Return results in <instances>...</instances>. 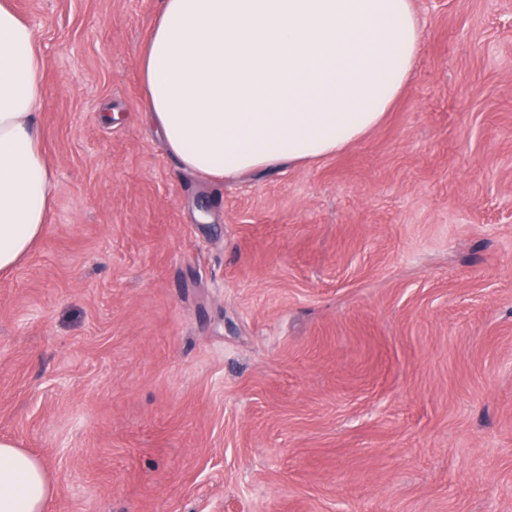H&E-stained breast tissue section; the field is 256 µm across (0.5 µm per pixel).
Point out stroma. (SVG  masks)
Returning a JSON list of instances; mask_svg holds the SVG:
<instances>
[{
    "instance_id": "obj_1",
    "label": "stroma",
    "mask_w": 512,
    "mask_h": 512,
    "mask_svg": "<svg viewBox=\"0 0 512 512\" xmlns=\"http://www.w3.org/2000/svg\"><path fill=\"white\" fill-rule=\"evenodd\" d=\"M55 202L0 276L45 512H512V0H412L361 140L216 185L144 113L160 0H9Z\"/></svg>"
}]
</instances>
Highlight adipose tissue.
Returning <instances> with one entry per match:
<instances>
[{"label": "adipose tissue", "instance_id": "obj_1", "mask_svg": "<svg viewBox=\"0 0 512 512\" xmlns=\"http://www.w3.org/2000/svg\"><path fill=\"white\" fill-rule=\"evenodd\" d=\"M411 0H160L139 48L144 109L166 150L221 182L312 165L379 125L411 80ZM46 60L0 0V274L18 268L54 203L35 125ZM40 462L0 440V512H44Z\"/></svg>", "mask_w": 512, "mask_h": 512}]
</instances>
